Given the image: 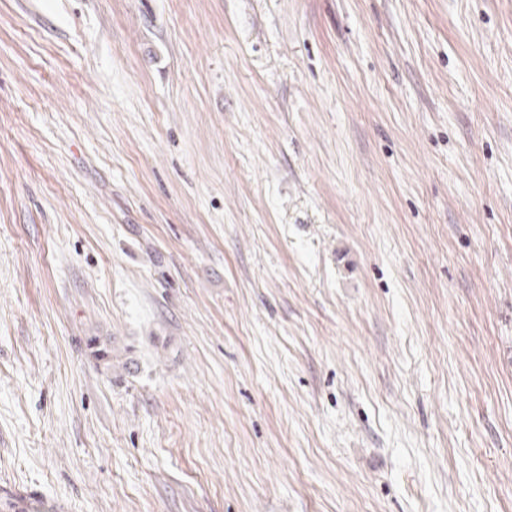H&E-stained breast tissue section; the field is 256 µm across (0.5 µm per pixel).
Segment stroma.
<instances>
[{
	"mask_svg": "<svg viewBox=\"0 0 512 512\" xmlns=\"http://www.w3.org/2000/svg\"><path fill=\"white\" fill-rule=\"evenodd\" d=\"M4 490L512 512V0H0Z\"/></svg>",
	"mask_w": 512,
	"mask_h": 512,
	"instance_id": "35a3bbf8",
	"label": "stroma"
}]
</instances>
